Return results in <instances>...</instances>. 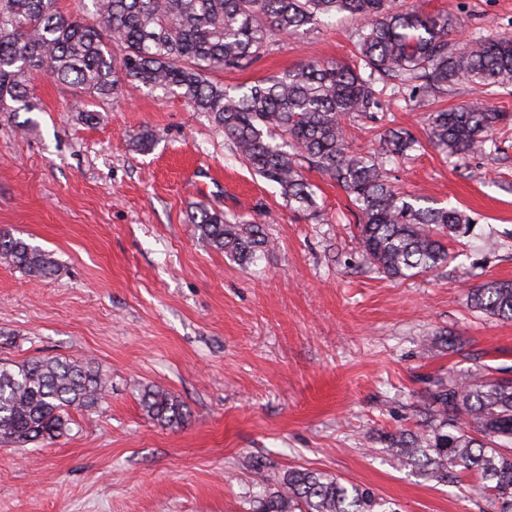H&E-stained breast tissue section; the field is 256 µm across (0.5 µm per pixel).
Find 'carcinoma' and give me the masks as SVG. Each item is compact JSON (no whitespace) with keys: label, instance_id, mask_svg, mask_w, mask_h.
Listing matches in <instances>:
<instances>
[{"label":"carcinoma","instance_id":"obj_1","mask_svg":"<svg viewBox=\"0 0 512 512\" xmlns=\"http://www.w3.org/2000/svg\"><path fill=\"white\" fill-rule=\"evenodd\" d=\"M95 22L63 11L58 0H0V112L27 103L37 71L101 100L127 84L176 95L224 130L256 174L277 184L288 203L313 194L299 160L328 175L355 207L357 249L364 265L390 278L408 279L448 263L447 242L465 236L470 220L454 208L424 206L398 191L383 162L350 148L347 121L370 117L380 101L378 76L411 92L436 96L466 83L474 92L512 85V36L465 47L451 38L458 18L403 8L398 0H91ZM338 15L357 22L360 65L312 62L252 86L228 88L215 79L246 66L277 36ZM509 115L476 103L440 109L428 117L429 140L448 157L485 150ZM416 140L390 128L380 154L393 161ZM199 238L241 263L255 264L270 240L259 224L221 209L191 217ZM0 259L37 277L57 271L54 257L0 231ZM479 311L512 321V283L488 282L470 292ZM108 381L88 361L58 357L0 363V440L23 447L70 430L71 413L97 406ZM152 418L184 419L181 403L150 388L141 394ZM423 431L385 435L382 452L397 466L427 480L476 474L490 512H512V378L462 374L428 382ZM253 512H398L396 503L369 487L329 474L293 469L274 488L265 486Z\"/></svg>","mask_w":512,"mask_h":512}]
</instances>
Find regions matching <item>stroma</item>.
<instances>
[{"mask_svg":"<svg viewBox=\"0 0 512 512\" xmlns=\"http://www.w3.org/2000/svg\"><path fill=\"white\" fill-rule=\"evenodd\" d=\"M422 4L458 17L460 43L512 35V0ZM355 41L350 21L315 26L217 78L351 65ZM31 83V110L0 112V230L58 270L32 278L0 261V362L87 358L109 394L64 436L0 443V512H251L257 476L274 486L294 468L370 487L400 512H486L474 476L420 478L389 461L381 435L415 429L427 380L449 370L512 377V321L468 299L512 282V125L462 158L426 134L440 103L512 114V85L478 97L459 84L438 102L387 87L375 118L348 122L361 152L409 130L420 145L393 185L472 222L446 265L394 280L359 266L355 209L318 170L302 169L313 206L290 205L180 97L128 87L103 103L44 72ZM203 204L264 225L273 250L245 266L212 249L190 222ZM148 387L177 397L184 420L147 416Z\"/></svg>","mask_w":512,"mask_h":512,"instance_id":"35a3bbf8","label":"stroma"}]
</instances>
